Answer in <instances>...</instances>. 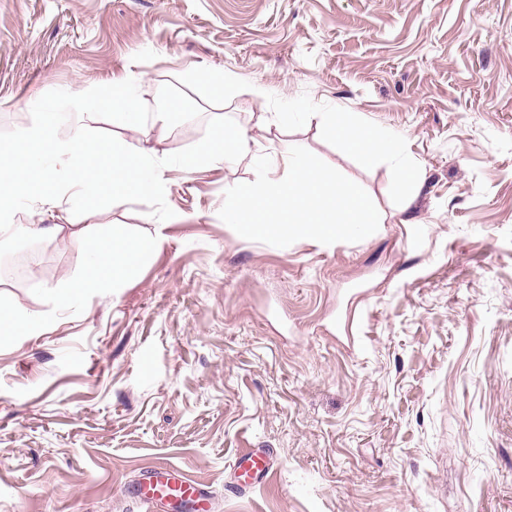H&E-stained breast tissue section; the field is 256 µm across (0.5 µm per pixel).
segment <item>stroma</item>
Segmentation results:
<instances>
[{
	"mask_svg": "<svg viewBox=\"0 0 512 512\" xmlns=\"http://www.w3.org/2000/svg\"><path fill=\"white\" fill-rule=\"evenodd\" d=\"M240 94L212 99L205 72ZM141 75L153 157L232 118L258 154L301 146L359 184L381 224L357 243L249 241L218 216L252 168L164 169L112 194L100 100ZM269 95H244L250 84ZM83 92L100 141L78 224L151 239L114 288L60 297L86 243L0 303L41 315L0 338V512L142 505L169 465L208 512H512V0H0V140L51 102L59 137ZM350 112L422 172L366 166L325 134ZM269 470L237 485L245 450ZM398 180L403 189V199L406 200L409 191H414L420 187L422 173L417 166L401 161L398 170Z\"/></svg>",
	"mask_w": 512,
	"mask_h": 512,
	"instance_id": "1",
	"label": "stroma"
}]
</instances>
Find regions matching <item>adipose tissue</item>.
Instances as JSON below:
<instances>
[{
    "label": "adipose tissue",
    "instance_id": "adipose-tissue-1",
    "mask_svg": "<svg viewBox=\"0 0 512 512\" xmlns=\"http://www.w3.org/2000/svg\"><path fill=\"white\" fill-rule=\"evenodd\" d=\"M72 118L76 133L71 137H58L49 123L37 120L22 128L12 140L0 141V202L10 200L19 188L25 186L34 168L52 166L54 160H67L77 171L93 170L99 157V144L84 121L82 98H73ZM112 122L129 129L139 126L135 82L131 77L112 81ZM321 124L329 136L337 138L344 149L364 164H375L387 156L399 158L401 153V145L392 134L357 117L333 112L324 115ZM42 144L50 145V158L43 160L33 153V146ZM111 149L113 200H121L126 195L121 174L130 165L136 171L138 190L152 192L161 187L162 173L138 140L116 139ZM37 201L41 206L59 211L60 223L26 224L17 228L1 224L0 234L20 241L63 242L72 237L71 223L81 207V193H67L64 185L49 176L42 183ZM147 248L145 241L131 240L119 232L101 236L96 248L88 255L84 272L63 280L65 298L73 299L97 288L117 285L126 275L133 257Z\"/></svg>",
    "mask_w": 512,
    "mask_h": 512
}]
</instances>
